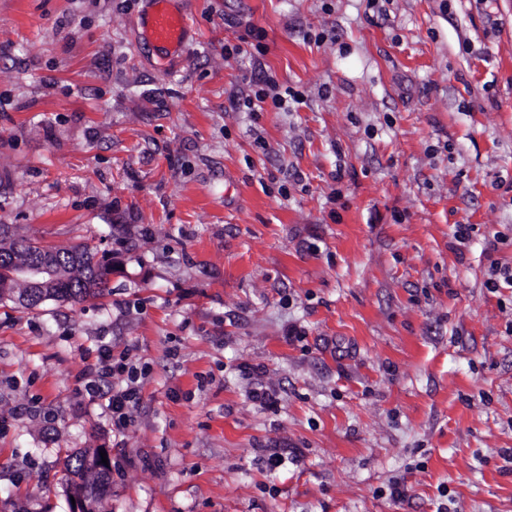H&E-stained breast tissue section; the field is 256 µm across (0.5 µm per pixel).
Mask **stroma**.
Segmentation results:
<instances>
[{
	"mask_svg": "<svg viewBox=\"0 0 512 512\" xmlns=\"http://www.w3.org/2000/svg\"><path fill=\"white\" fill-rule=\"evenodd\" d=\"M171 6L162 65L147 0H0V224L112 269L0 303V512L96 448L102 512H512V0ZM253 27L290 111L233 104ZM103 345L149 368L122 438ZM150 10L142 21L144 38L158 52L161 59L178 54L187 38L189 24L186 17L169 5V0H149Z\"/></svg>",
	"mask_w": 512,
	"mask_h": 512,
	"instance_id": "stroma-1",
	"label": "stroma"
}]
</instances>
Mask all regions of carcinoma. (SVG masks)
<instances>
[{
  "label": "carcinoma",
  "mask_w": 512,
  "mask_h": 512,
  "mask_svg": "<svg viewBox=\"0 0 512 512\" xmlns=\"http://www.w3.org/2000/svg\"><path fill=\"white\" fill-rule=\"evenodd\" d=\"M17 254L32 259L52 255L63 273V278L55 288V295L60 302H81L89 297H99L105 291L110 269L94 261V254L88 247L75 245L51 251L30 240L18 242L12 239L8 227L0 224V302L11 299V294L18 287L11 264L12 256ZM98 454L99 450L96 449L66 456L61 476L65 493L91 487L97 491L95 500H101L102 494L98 490L108 484L109 472L96 471Z\"/></svg>",
  "instance_id": "obj_1"
}]
</instances>
